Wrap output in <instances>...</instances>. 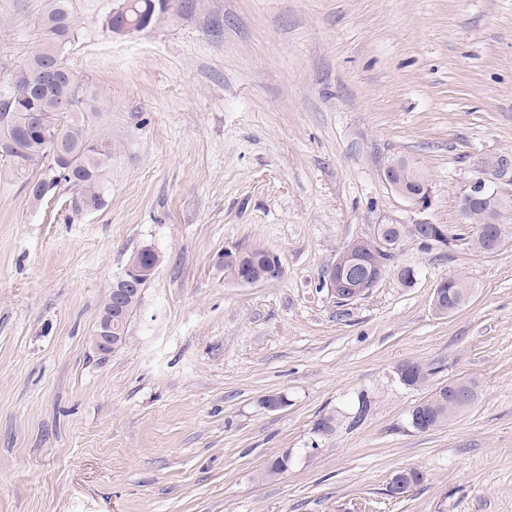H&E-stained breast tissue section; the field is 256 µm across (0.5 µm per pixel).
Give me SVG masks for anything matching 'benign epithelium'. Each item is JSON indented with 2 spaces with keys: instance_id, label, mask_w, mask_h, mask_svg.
Returning <instances> with one entry per match:
<instances>
[{
  "instance_id": "1",
  "label": "benign epithelium",
  "mask_w": 512,
  "mask_h": 512,
  "mask_svg": "<svg viewBox=\"0 0 512 512\" xmlns=\"http://www.w3.org/2000/svg\"><path fill=\"white\" fill-rule=\"evenodd\" d=\"M411 170L416 175L421 188L410 191L405 188L402 182L403 171ZM382 175L388 186L405 201L409 203L412 210L422 213L431 206V191L427 181L421 172L407 159L402 157L390 158L382 167ZM487 204L497 215L496 223L506 224L512 221V199L507 197L503 191L493 187L490 180L478 177L466 188L459 199L460 223H468L471 211L476 203ZM424 241L428 245L453 244L455 240L449 236L447 228L440 224H429L427 236ZM355 244L348 245L341 250L336 259V264L324 271L321 276V286L327 288L332 296L338 298V290L347 285V279L359 267H366L371 270L370 280L359 282L354 286L356 289L353 298L358 299L364 296L369 283L378 284L384 268L376 260H368L363 256L354 253ZM240 257L238 252H224L223 262L230 263L235 269L234 280L240 284L253 285L255 280L247 277L239 266ZM160 258L150 248H142L129 260L123 274L118 281L112 285L109 291L107 309L104 310L98 320L93 336L95 349L100 353H109L126 343V337L112 335V322L123 321L125 316V302L130 290L140 288L150 281Z\"/></svg>"
}]
</instances>
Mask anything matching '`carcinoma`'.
<instances>
[{"label":"carcinoma","instance_id":"carcinoma-1","mask_svg":"<svg viewBox=\"0 0 512 512\" xmlns=\"http://www.w3.org/2000/svg\"><path fill=\"white\" fill-rule=\"evenodd\" d=\"M162 5L164 0H124L122 9L107 17V28L117 35L134 21L136 30L141 31ZM79 26L70 0H46L38 23V40L25 59L33 68V77L22 82L7 81V91L0 99V115L24 110L31 114L33 129L20 134L18 149L12 155L0 153V177L21 183L37 201L43 200L54 188L65 185L75 192L69 205L78 211H90L104 205L112 137L91 131L86 118L87 113L97 111V92L66 62L65 48L75 39ZM75 90L83 95L80 108L75 112L59 111L58 99ZM57 139L66 147L70 160L53 166L50 154ZM488 219L485 209L474 208L471 223L484 225L485 232L471 235L459 226L452 230L457 244L479 252L486 247L487 239L504 236V225L490 224ZM383 231L399 246L407 240H417L423 233L420 224H387ZM243 255L241 267L253 278L264 282L278 278L265 250L253 248L243 251ZM399 372L403 385L416 390L429 389L423 401L409 413L410 425L423 432L447 424L462 412L459 396H465L470 405L478 398L479 382L473 377L433 388V372L417 362H404Z\"/></svg>","mask_w":512,"mask_h":512}]
</instances>
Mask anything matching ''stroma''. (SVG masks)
Wrapping results in <instances>:
<instances>
[{"mask_svg":"<svg viewBox=\"0 0 512 512\" xmlns=\"http://www.w3.org/2000/svg\"><path fill=\"white\" fill-rule=\"evenodd\" d=\"M120 2L71 0L66 53L112 136L104 206L0 181V512H512V223L492 255L405 243L414 282L386 272L344 307L319 286L376 225L457 226L479 177L512 191V0H168L125 37L105 27ZM43 6L0 0V72ZM395 156L427 179L424 213L383 180ZM144 247L160 263L129 340L99 353ZM240 248L280 278L236 283L220 258ZM449 276L473 295L441 316ZM408 360L476 378L477 401L413 430ZM361 396L360 426L316 434ZM407 468L422 482L389 496ZM159 262V255L147 247L140 249L130 258L123 274L112 285L107 309L101 313L98 320L93 336V344L98 352L109 353L126 343L125 335L112 336V320L120 323L123 321L125 302L129 291L133 288H141L149 282Z\"/></svg>","mask_w":512,"mask_h":512,"instance_id":"obj_1","label":"stroma"}]
</instances>
